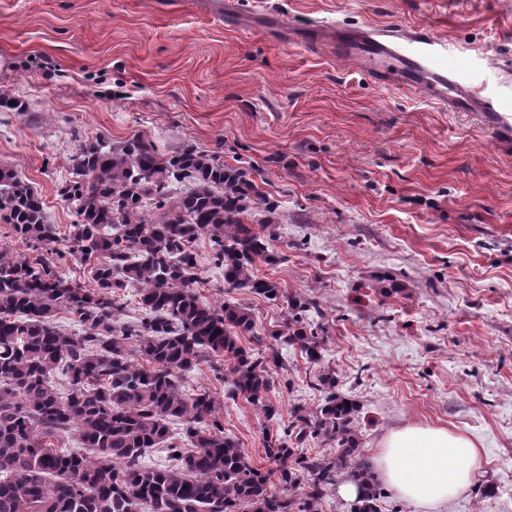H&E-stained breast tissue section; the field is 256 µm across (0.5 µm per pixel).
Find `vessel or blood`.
I'll list each match as a JSON object with an SVG mask.
<instances>
[{
	"instance_id": "vessel-or-blood-1",
	"label": "vessel or blood",
	"mask_w": 512,
	"mask_h": 512,
	"mask_svg": "<svg viewBox=\"0 0 512 512\" xmlns=\"http://www.w3.org/2000/svg\"><path fill=\"white\" fill-rule=\"evenodd\" d=\"M297 42L323 41L337 58L352 61L379 82L395 80L451 112H466L491 134L511 138L512 114L471 85L462 84L448 65V47L424 25H370L363 29L314 27Z\"/></svg>"
}]
</instances>
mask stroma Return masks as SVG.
<instances>
[{
  "instance_id": "stroma-1",
  "label": "stroma",
  "mask_w": 512,
  "mask_h": 512,
  "mask_svg": "<svg viewBox=\"0 0 512 512\" xmlns=\"http://www.w3.org/2000/svg\"><path fill=\"white\" fill-rule=\"evenodd\" d=\"M234 2L226 22L197 0H0V90L18 103L0 111V164L64 237L76 217L60 189L83 141L140 135L164 154L192 143L250 171L277 201L245 216L275 234V263L254 274L282 296L224 288L207 264L200 292L246 307L265 338L293 301L316 305L321 358L283 348L268 394L279 421L323 404L308 382L332 373L360 406L366 460L397 428L460 431L482 451L480 484L440 512H512V141L325 45L270 40L258 17L267 8L296 31L427 25L457 75L512 112V0ZM190 383L215 394L225 433L262 463V412L228 399L209 368Z\"/></svg>"
}]
</instances>
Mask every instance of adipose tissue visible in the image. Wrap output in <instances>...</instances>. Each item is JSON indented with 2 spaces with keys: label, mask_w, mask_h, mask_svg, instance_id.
Wrapping results in <instances>:
<instances>
[{
  "label": "adipose tissue",
  "mask_w": 512,
  "mask_h": 512,
  "mask_svg": "<svg viewBox=\"0 0 512 512\" xmlns=\"http://www.w3.org/2000/svg\"><path fill=\"white\" fill-rule=\"evenodd\" d=\"M480 463L469 437L444 427L408 425L381 440L375 477L425 512H437L472 485Z\"/></svg>",
  "instance_id": "ef3b65f1"
}]
</instances>
